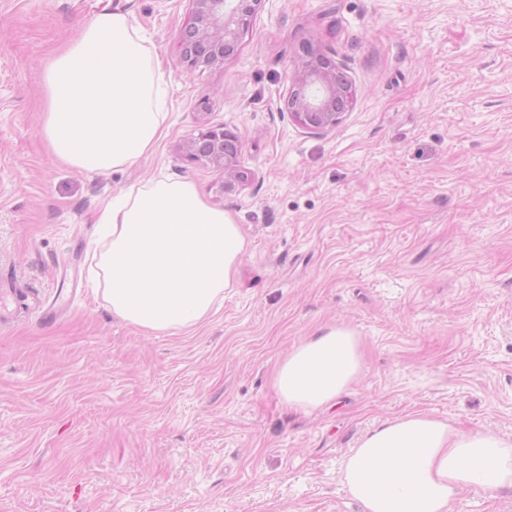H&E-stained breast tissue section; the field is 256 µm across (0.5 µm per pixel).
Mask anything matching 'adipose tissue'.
<instances>
[{
  "instance_id": "ef3b65f1",
  "label": "adipose tissue",
  "mask_w": 512,
  "mask_h": 512,
  "mask_svg": "<svg viewBox=\"0 0 512 512\" xmlns=\"http://www.w3.org/2000/svg\"><path fill=\"white\" fill-rule=\"evenodd\" d=\"M42 133L51 154L78 170L123 168L165 132L166 91L131 19L103 12L45 72ZM109 238L92 274L113 313L152 333L200 322L222 299L247 250L232 216L186 179L122 193L100 217ZM356 336L326 328L289 352L273 386L294 409L336 403L361 371ZM344 484L362 512H450L459 488L512 487V439L459 431L425 415L385 421L346 459Z\"/></svg>"
}]
</instances>
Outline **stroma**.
I'll list each match as a JSON object with an SVG mask.
<instances>
[{"mask_svg":"<svg viewBox=\"0 0 512 512\" xmlns=\"http://www.w3.org/2000/svg\"><path fill=\"white\" fill-rule=\"evenodd\" d=\"M102 11L156 56L169 127L105 173L42 134L45 65ZM191 21L190 0H0V282L19 290L0 323V512H361L343 464L385 420L512 438V0H262L234 55L193 72ZM306 40L356 90L321 134L282 110ZM219 124L241 140L231 191L182 156ZM159 177L248 243L223 300L176 333L113 314L90 274L104 202ZM327 327L357 336L362 370L336 404L288 408L275 368ZM451 512H512V488H461Z\"/></svg>","mask_w":512,"mask_h":512,"instance_id":"obj_1","label":"stroma"}]
</instances>
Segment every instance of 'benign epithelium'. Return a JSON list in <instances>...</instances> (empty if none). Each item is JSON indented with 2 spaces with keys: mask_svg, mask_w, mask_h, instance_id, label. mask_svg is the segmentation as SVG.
Instances as JSON below:
<instances>
[{
  "mask_svg": "<svg viewBox=\"0 0 512 512\" xmlns=\"http://www.w3.org/2000/svg\"><path fill=\"white\" fill-rule=\"evenodd\" d=\"M193 22L179 40L181 58L187 69L224 64L237 49L241 34L262 0H191ZM355 89L326 52L304 42L284 98V107L301 128L325 132L340 123L343 112L351 109ZM237 133L224 126H208L189 138L183 156L190 161L205 159L224 169V190L231 191L244 180L238 155Z\"/></svg>",
  "mask_w": 512,
  "mask_h": 512,
  "instance_id": "1",
  "label": "benign epithelium"
}]
</instances>
